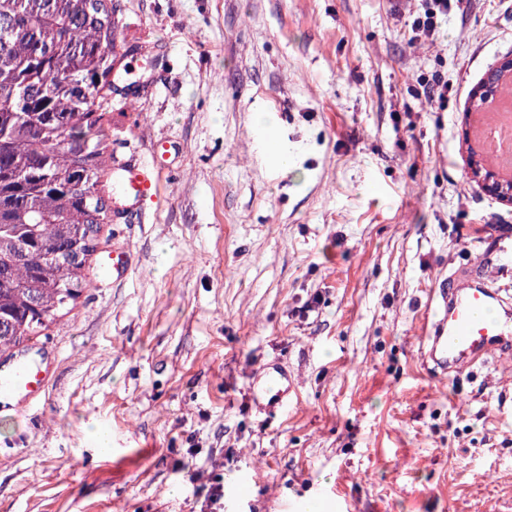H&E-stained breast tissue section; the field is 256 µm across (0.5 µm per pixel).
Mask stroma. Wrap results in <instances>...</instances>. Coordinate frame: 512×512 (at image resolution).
I'll list each match as a JSON object with an SVG mask.
<instances>
[{
  "instance_id": "obj_1",
  "label": "stroma",
  "mask_w": 512,
  "mask_h": 512,
  "mask_svg": "<svg viewBox=\"0 0 512 512\" xmlns=\"http://www.w3.org/2000/svg\"><path fill=\"white\" fill-rule=\"evenodd\" d=\"M116 5L112 160L161 139L167 170L144 213L101 227L129 276L89 259L27 344L48 389L0 408V512H199L243 476L224 512H512V350L443 377L420 357L434 291L512 238L468 151L512 0H464L432 43L387 0ZM267 363L295 383L287 413L252 394ZM106 270L112 268V280H121L128 276L132 268V254L128 247L119 246L112 250V253L103 257Z\"/></svg>"
}]
</instances>
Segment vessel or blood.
I'll list each match as a JSON object with an SVG mask.
<instances>
[{
    "label": "vessel or blood",
    "instance_id": "obj_1",
    "mask_svg": "<svg viewBox=\"0 0 512 512\" xmlns=\"http://www.w3.org/2000/svg\"><path fill=\"white\" fill-rule=\"evenodd\" d=\"M157 165H146L134 159L115 166L113 175L120 187V196L112 205L113 217L131 210H143L154 196ZM106 268L116 279H124L132 268L128 247L119 246L103 258ZM452 290L440 291L435 306L436 316L430 327L424 328L425 357L441 372L458 371L491 352L490 344L512 343V306L500 292L471 270L468 278L453 276ZM264 382L265 411L282 413L288 408V373L281 366L270 364L261 371ZM45 379L41 370L19 364L6 376H0V406L42 394Z\"/></svg>",
    "mask_w": 512,
    "mask_h": 512
}]
</instances>
